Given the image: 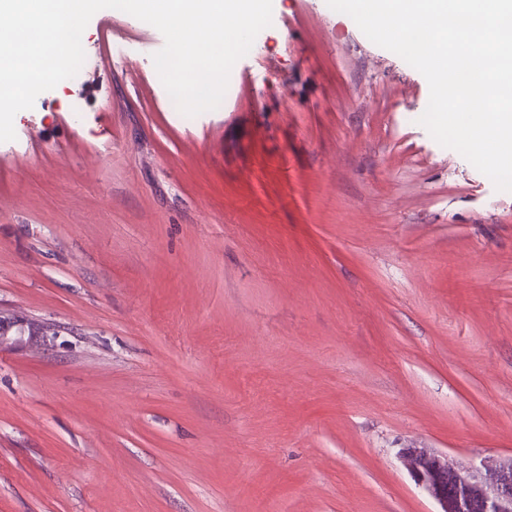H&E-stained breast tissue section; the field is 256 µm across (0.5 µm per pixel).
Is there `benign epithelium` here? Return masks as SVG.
<instances>
[{"label":"benign epithelium","mask_w":512,"mask_h":512,"mask_svg":"<svg viewBox=\"0 0 512 512\" xmlns=\"http://www.w3.org/2000/svg\"><path fill=\"white\" fill-rule=\"evenodd\" d=\"M396 457L438 512H512V457L493 465L451 464L431 448L407 446Z\"/></svg>","instance_id":"1"}]
</instances>
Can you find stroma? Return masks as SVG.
Returning a JSON list of instances; mask_svg holds the SVG:
<instances>
[{"label":"stroma","instance_id":"obj_1","mask_svg":"<svg viewBox=\"0 0 512 512\" xmlns=\"http://www.w3.org/2000/svg\"><path fill=\"white\" fill-rule=\"evenodd\" d=\"M82 45L0 142V512H436L397 449L512 456V192L418 70L273 0L187 117L155 27Z\"/></svg>","mask_w":512,"mask_h":512}]
</instances>
